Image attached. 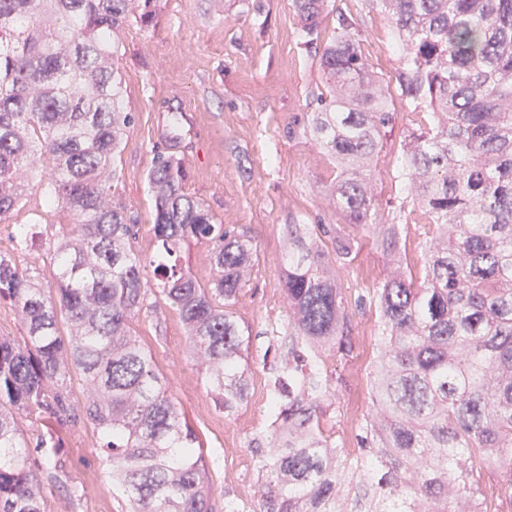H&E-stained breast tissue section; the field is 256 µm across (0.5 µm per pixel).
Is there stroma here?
Wrapping results in <instances>:
<instances>
[{
    "instance_id": "stroma-1",
    "label": "stroma",
    "mask_w": 512,
    "mask_h": 512,
    "mask_svg": "<svg viewBox=\"0 0 512 512\" xmlns=\"http://www.w3.org/2000/svg\"><path fill=\"white\" fill-rule=\"evenodd\" d=\"M326 13L322 38L331 37L339 14H347L373 70L396 87L399 52L387 14L372 0H327ZM114 66L122 76L124 105L135 115L116 159L118 191L138 218L133 249L146 256L154 250L147 173L160 151L183 161L185 191L216 223L249 228L258 240L255 269L233 307L250 333V394L235 413L216 409L205 386L206 367L187 353L176 311L160 304L142 309L132 322L203 448L216 489L210 512H224L225 498L253 501L265 492L250 445L269 425V375L288 357L266 335L288 310L281 287L287 227L342 221L333 191L336 163L308 132L324 90L319 53L305 42L293 0H155L151 22L130 18ZM393 103V127L369 185L379 222L401 226L402 260L417 274L422 252L441 236L419 209L402 204L408 189L395 176L418 116L401 97ZM41 194L38 182H30L24 207L0 223V254L13 257L19 269L39 273L49 288V244L67 231L66 214H47L25 250L13 239L14 225L38 213ZM392 268L372 239H362L356 259L340 274L345 302L354 304L357 295L378 287ZM382 332L374 309L352 312L345 331L349 351L328 360L341 416L327 418L325 427L348 449L356 447L361 425L376 413L371 373ZM85 396L83 379L73 376L62 421H19L33 449L30 464L41 480L45 512H126L103 462L102 438L84 415ZM48 434L59 438L60 447L37 449L38 439Z\"/></svg>"
}]
</instances>
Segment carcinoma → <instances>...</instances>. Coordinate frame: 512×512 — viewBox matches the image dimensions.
Instances as JSON below:
<instances>
[{"mask_svg": "<svg viewBox=\"0 0 512 512\" xmlns=\"http://www.w3.org/2000/svg\"><path fill=\"white\" fill-rule=\"evenodd\" d=\"M154 0H0V222L23 206L41 171V213L16 226L25 249L42 214L68 213L73 229L52 242L56 295L0 254V299L19 310L23 343L0 337V512H44L18 418L56 420L68 410L72 372L91 386L83 411L101 434L112 486L129 512H210L214 492L197 438L132 328L145 306L143 281L175 310L191 354L208 361L206 382L229 413L245 401L244 329L233 315L244 269L255 264L251 231L217 224L184 191L183 162L161 152L147 175L154 254L135 252L137 219L117 198L124 131L116 37L132 11ZM401 50L399 96L427 109L410 135L400 177L448 247L423 255L414 286L396 271L355 307L375 306L383 341L372 391L381 419L347 450L321 428L334 386L325 353L346 352L349 318L339 271L357 253L351 224L400 264L398 224H378L367 195L395 109L359 42L338 17L320 67L326 92L309 121L336 158L344 223L288 225L285 319L267 330L288 346L268 380L273 428L253 439L266 492L225 512H512V0H373ZM307 43L317 42L325 0H295ZM327 239L332 252L317 242ZM209 248L218 278L200 283L185 261ZM70 325L62 335L60 318ZM280 449L264 456L261 443ZM468 454L500 471L502 497L479 487ZM352 495L341 499L343 473Z\"/></svg>", "mask_w": 512, "mask_h": 512, "instance_id": "1", "label": "carcinoma"}]
</instances>
